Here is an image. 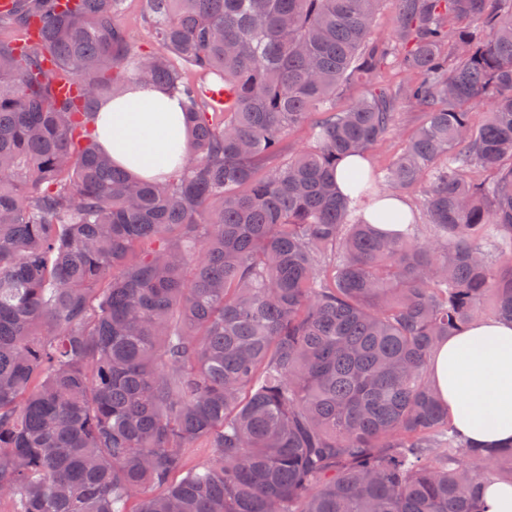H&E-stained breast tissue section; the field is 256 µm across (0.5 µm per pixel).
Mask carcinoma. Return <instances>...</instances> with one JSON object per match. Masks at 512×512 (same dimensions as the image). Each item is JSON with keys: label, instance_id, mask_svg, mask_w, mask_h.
<instances>
[{"label": "carcinoma", "instance_id": "carcinoma-1", "mask_svg": "<svg viewBox=\"0 0 512 512\" xmlns=\"http://www.w3.org/2000/svg\"><path fill=\"white\" fill-rule=\"evenodd\" d=\"M10 2L0 496L15 512H485L512 443L464 442L429 361L475 319L512 321V0H395L420 75L399 95L424 121L382 182L421 193L422 234L404 213L362 218L386 197L372 169H344L354 196L336 180L397 124L370 37L383 0H141L150 52L125 0ZM355 78L365 93L336 109ZM59 79L77 82L67 105ZM134 80L185 100L188 158L162 182L94 134ZM126 12L122 24L126 28L130 38L143 51H151L154 48L153 38L141 19L140 1L127 0Z\"/></svg>", "mask_w": 512, "mask_h": 512}]
</instances>
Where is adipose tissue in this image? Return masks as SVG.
I'll return each mask as SVG.
<instances>
[{
  "instance_id": "ef3b65f1",
  "label": "adipose tissue",
  "mask_w": 512,
  "mask_h": 512,
  "mask_svg": "<svg viewBox=\"0 0 512 512\" xmlns=\"http://www.w3.org/2000/svg\"><path fill=\"white\" fill-rule=\"evenodd\" d=\"M100 144L132 176L161 180L188 154L179 96L130 83L95 118ZM432 380L458 433L490 447L512 441V322L478 319L430 360Z\"/></svg>"
}]
</instances>
